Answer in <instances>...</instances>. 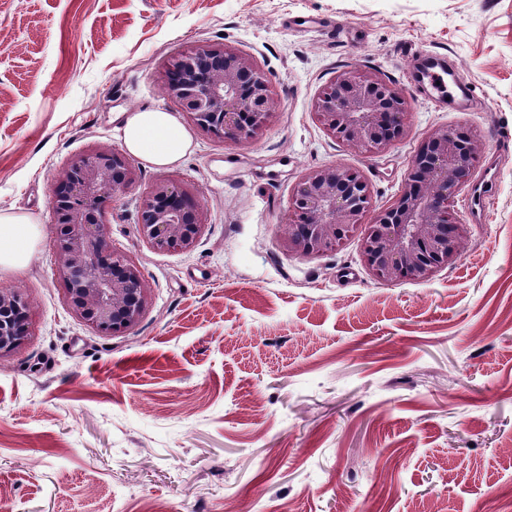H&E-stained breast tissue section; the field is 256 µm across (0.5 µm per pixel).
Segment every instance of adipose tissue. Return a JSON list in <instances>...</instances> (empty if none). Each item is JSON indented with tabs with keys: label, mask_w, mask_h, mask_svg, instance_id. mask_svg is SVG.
I'll list each match as a JSON object with an SVG mask.
<instances>
[{
	"label": "adipose tissue",
	"mask_w": 512,
	"mask_h": 512,
	"mask_svg": "<svg viewBox=\"0 0 512 512\" xmlns=\"http://www.w3.org/2000/svg\"><path fill=\"white\" fill-rule=\"evenodd\" d=\"M122 136L132 155L158 167L180 161L191 144L186 128L171 113L160 110L128 115ZM39 236V226L31 216L0 213V268L15 270L28 264Z\"/></svg>",
	"instance_id": "1"
}]
</instances>
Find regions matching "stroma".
<instances>
[{"label":"stroma","instance_id":"35a3bbf8","mask_svg":"<svg viewBox=\"0 0 512 512\" xmlns=\"http://www.w3.org/2000/svg\"><path fill=\"white\" fill-rule=\"evenodd\" d=\"M311 27H302V20ZM249 53L275 114L252 141L194 124L177 164L138 163L105 207L112 249L150 293L128 333L68 308L54 271L55 175L124 150V115L176 112L167 63L201 42ZM446 63L475 100L426 96L417 64ZM405 90L384 153L331 137L314 99L343 69ZM479 135L457 261L427 281L375 279L362 231L301 257L281 244L295 185L338 165L375 216L434 130ZM160 179L208 211L188 252L157 251L136 202ZM0 212L41 242L0 287L27 299L31 336L0 360V512H503L512 505V0H0Z\"/></svg>","mask_w":512,"mask_h":512}]
</instances>
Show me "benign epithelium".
I'll list each match as a JSON object with an SVG mask.
<instances>
[{"label":"benign epithelium","instance_id":"7a95c632","mask_svg":"<svg viewBox=\"0 0 512 512\" xmlns=\"http://www.w3.org/2000/svg\"><path fill=\"white\" fill-rule=\"evenodd\" d=\"M165 94L188 119L216 138L249 141L273 117L271 86L254 58L225 45L198 43L166 67ZM329 135L384 153L404 131L406 94L375 74L341 71L313 102ZM483 145L471 131L436 130L416 152L399 197L372 224L367 184L341 166L306 173L294 189L286 249L320 256L364 226L362 253L380 280L430 279L460 255L465 225L451 211L471 178ZM131 159L115 150L72 158L56 176L55 275L74 315L98 333L132 330L149 305L140 267L112 250L104 204L136 182ZM139 234L160 251L191 250L207 226L192 192L169 179L140 199ZM32 309L16 291L0 288V359L17 353L31 335Z\"/></svg>","mask_w":512,"mask_h":512}]
</instances>
